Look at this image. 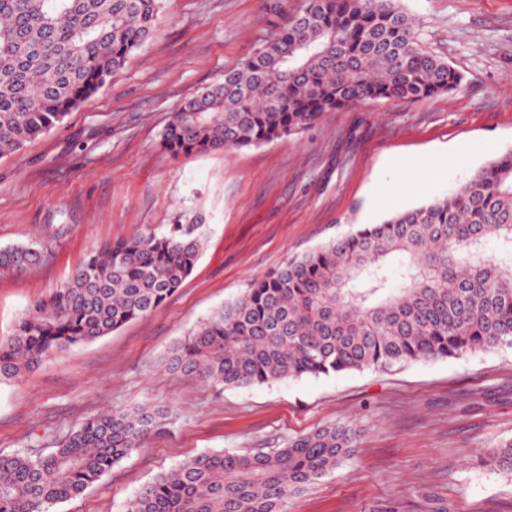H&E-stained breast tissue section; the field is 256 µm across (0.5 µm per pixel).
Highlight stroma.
Here are the masks:
<instances>
[{"instance_id": "35a3bbf8", "label": "stroma", "mask_w": 512, "mask_h": 512, "mask_svg": "<svg viewBox=\"0 0 512 512\" xmlns=\"http://www.w3.org/2000/svg\"><path fill=\"white\" fill-rule=\"evenodd\" d=\"M303 0H164L151 38L50 132L0 157V248L47 250L0 274V338L91 246L199 224L202 253L151 315L0 382V453L44 451L86 419L146 403L176 415L52 512H127L158 474L201 453L277 448L322 425L364 426L355 460L288 512H512V472L479 465L512 438V349L214 389L162 359L199 321L290 256L448 195L512 149V0H401L425 50L464 76L452 93L322 114L260 147L174 157L161 135L184 100L249 56ZM432 158L428 168L417 159Z\"/></svg>"}]
</instances>
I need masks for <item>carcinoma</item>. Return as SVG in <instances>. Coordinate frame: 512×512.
Here are the masks:
<instances>
[{
	"mask_svg": "<svg viewBox=\"0 0 512 512\" xmlns=\"http://www.w3.org/2000/svg\"><path fill=\"white\" fill-rule=\"evenodd\" d=\"M164 0H0V156L18 152L94 95L154 32ZM463 75L424 50L400 0H304L259 47L172 113V156L269 144L322 113L451 93ZM494 239L500 250L482 245ZM201 237L183 224L91 250L0 339V381L50 352L91 342L161 307L195 267ZM41 261L0 249V273ZM512 347V150L454 193L341 235L250 282L176 342L171 375L214 387L390 371ZM170 413L113 410L50 452L0 455V512H50L152 438ZM361 429L338 422L270 451L205 452L165 471L128 512H286L288 501L345 467ZM485 467L512 470V439Z\"/></svg>",
	"mask_w": 512,
	"mask_h": 512,
	"instance_id": "1",
	"label": "carcinoma"
}]
</instances>
